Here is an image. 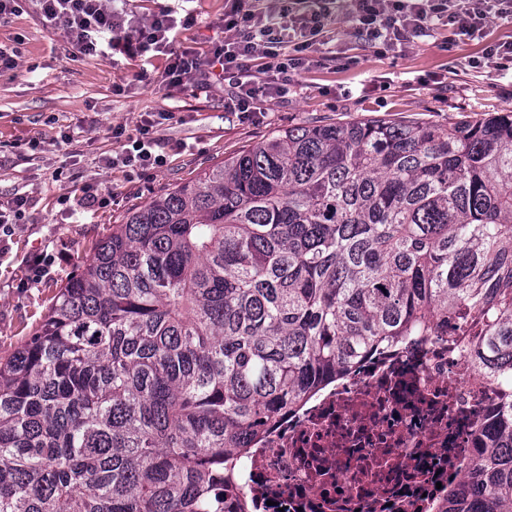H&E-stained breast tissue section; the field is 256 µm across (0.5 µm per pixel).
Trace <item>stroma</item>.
<instances>
[{"mask_svg": "<svg viewBox=\"0 0 512 512\" xmlns=\"http://www.w3.org/2000/svg\"><path fill=\"white\" fill-rule=\"evenodd\" d=\"M162 5L181 16L194 12L196 25L180 34L178 43L206 53L224 0H124L122 7L146 20ZM18 39L24 42L23 57L16 69L0 74V203L25 196L31 206L0 243V355L37 332L59 288L131 208L277 130L312 118L401 114L444 123L512 109V67L487 74L471 66L487 46L512 41L507 20L494 21L474 40L436 29L416 39L406 57L395 59L368 49L344 13L335 12L323 51L347 53L354 65L303 73L288 98L270 105L256 124L225 108L221 84L204 92L142 84L115 94L123 72L150 69V62L72 53L64 30L45 25L28 2L10 24L0 26V46ZM435 73L447 75V86L432 82ZM158 112L172 118L157 127L156 138L179 144V151L170 153L165 166L141 175L107 167L104 156L119 149L113 125L132 130ZM64 135L70 143H61ZM88 183L105 192L109 204L72 215ZM38 255L56 263L31 283L28 262Z\"/></svg>", "mask_w": 512, "mask_h": 512, "instance_id": "stroma-1", "label": "stroma"}]
</instances>
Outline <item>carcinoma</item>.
Segmentation results:
<instances>
[{
    "mask_svg": "<svg viewBox=\"0 0 512 512\" xmlns=\"http://www.w3.org/2000/svg\"><path fill=\"white\" fill-rule=\"evenodd\" d=\"M450 322L511 422L443 512H512V110L292 126L129 211L0 358V512H225L281 415Z\"/></svg>",
    "mask_w": 512,
    "mask_h": 512,
    "instance_id": "cac0c4a2",
    "label": "carcinoma"
}]
</instances>
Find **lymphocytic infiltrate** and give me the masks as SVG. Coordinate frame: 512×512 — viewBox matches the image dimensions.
<instances>
[{"label": "lymphocytic infiltrate", "instance_id": "obj_1", "mask_svg": "<svg viewBox=\"0 0 512 512\" xmlns=\"http://www.w3.org/2000/svg\"><path fill=\"white\" fill-rule=\"evenodd\" d=\"M32 2L44 23L66 30L77 53L106 56L116 50L130 57L163 59L154 81L168 89L227 84L225 107L248 120L262 116L269 102L286 98L299 75L325 64L321 47L332 15V0L286 5L275 14L261 8L259 0H231L224 13V36L213 41L204 57L174 46L178 31L194 26L191 14L178 18L171 8L162 7L144 26L113 8L112 0ZM344 10L368 47L398 56L438 25L475 39L490 19L512 20V0H346ZM169 118V113H157L143 120L133 135L125 126L113 127L112 139L122 149L106 157L105 165L136 175L163 167L166 145L152 131Z\"/></svg>", "mask_w": 512, "mask_h": 512}]
</instances>
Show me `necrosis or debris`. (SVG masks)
<instances>
[{
    "label": "necrosis or debris",
    "instance_id": "4bbe7bcc",
    "mask_svg": "<svg viewBox=\"0 0 512 512\" xmlns=\"http://www.w3.org/2000/svg\"><path fill=\"white\" fill-rule=\"evenodd\" d=\"M503 404L468 337H414L282 415L252 449L240 495L253 512H442Z\"/></svg>",
    "mask_w": 512,
    "mask_h": 512
}]
</instances>
